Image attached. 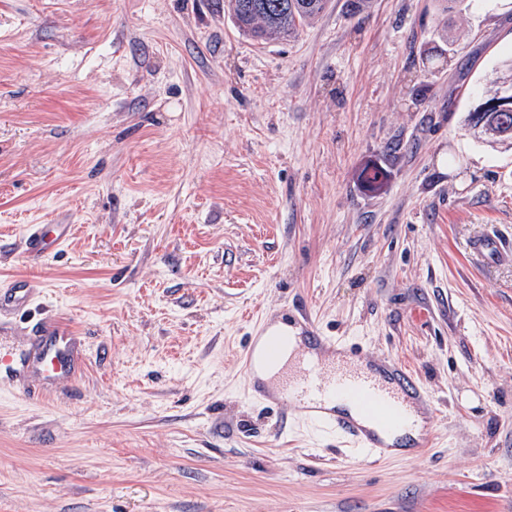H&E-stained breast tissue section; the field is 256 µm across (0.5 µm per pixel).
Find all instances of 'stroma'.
Wrapping results in <instances>:
<instances>
[{"label": "stroma", "instance_id": "35a3bbf8", "mask_svg": "<svg viewBox=\"0 0 512 512\" xmlns=\"http://www.w3.org/2000/svg\"><path fill=\"white\" fill-rule=\"evenodd\" d=\"M511 55L512 0H330L267 44L224 0H0V283L40 286L0 340L84 341L71 386H0V512H512V262L470 252L512 239V149L464 126ZM32 224L72 234L34 264ZM279 314L410 370L432 446L265 407ZM259 326L258 335L251 338L245 354L244 367L248 376H251L256 371L260 345L264 342L270 328L266 320H263Z\"/></svg>", "mask_w": 512, "mask_h": 512}]
</instances>
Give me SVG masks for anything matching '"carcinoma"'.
<instances>
[{"instance_id": "cac0c4a2", "label": "carcinoma", "mask_w": 512, "mask_h": 512, "mask_svg": "<svg viewBox=\"0 0 512 512\" xmlns=\"http://www.w3.org/2000/svg\"><path fill=\"white\" fill-rule=\"evenodd\" d=\"M227 10L243 35L261 42L286 39L315 19L329 0H227ZM512 94V56L502 61L499 74L478 93V105L466 116L472 135L482 141L512 144V103L496 108L505 93Z\"/></svg>"}]
</instances>
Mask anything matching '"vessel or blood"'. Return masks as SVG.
Here are the masks:
<instances>
[{"label":"vessel or blood","mask_w":512,"mask_h":512,"mask_svg":"<svg viewBox=\"0 0 512 512\" xmlns=\"http://www.w3.org/2000/svg\"><path fill=\"white\" fill-rule=\"evenodd\" d=\"M70 235L66 224L31 225L24 239L30 262H40L58 250ZM474 253L481 258H512V248L495 237L478 240ZM37 292L35 282L17 278L0 287V315L27 307ZM268 323H261L257 336L247 347L244 367L254 373L259 357L276 356L280 345L267 341ZM307 352L294 376L271 391L260 392L270 406H285L302 413L314 425L346 438L365 459L378 460L391 455L398 436L410 439L412 447L429 445L432 430L415 419V410L430 409L425 389L398 361L386 358L378 362L377 373L366 372L357 351L341 346L333 337L323 335L311 322L300 326ZM83 343L79 337L46 325H34L26 343L14 348L0 344V381L26 377L49 390L75 378L80 370ZM356 402L369 411V422L344 415L338 404Z\"/></svg>","instance_id":"1"}]
</instances>
